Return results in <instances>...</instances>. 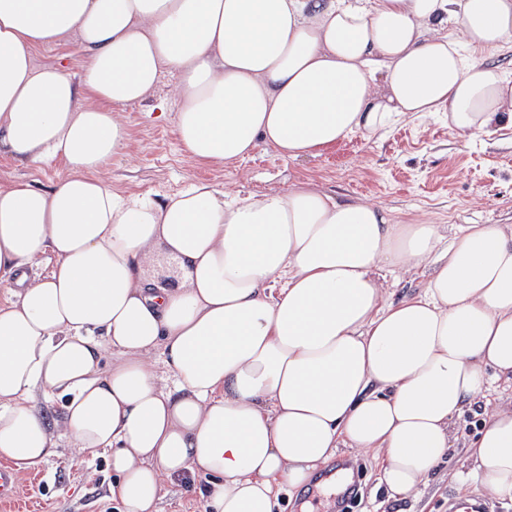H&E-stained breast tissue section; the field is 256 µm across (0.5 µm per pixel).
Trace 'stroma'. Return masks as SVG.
<instances>
[{
  "instance_id": "35a3bbf8",
  "label": "stroma",
  "mask_w": 512,
  "mask_h": 512,
  "mask_svg": "<svg viewBox=\"0 0 512 512\" xmlns=\"http://www.w3.org/2000/svg\"><path fill=\"white\" fill-rule=\"evenodd\" d=\"M175 81L174 74L164 73L151 97L124 108L129 147L102 172L113 189L161 197L202 180L247 194L301 181L342 198L379 202L399 224L430 218L450 228L512 225L511 131L465 140L449 129L442 114L404 123L381 138L354 136L317 156L284 159L261 148L232 166L203 165L185 155L176 140ZM475 422L469 413L459 420L454 454L414 500H387L377 486L372 454L343 448L326 470H349L350 490L330 485L309 502L300 492L284 494L282 512H299L304 502L311 512H448L450 501L481 494L476 484L462 485L449 477L461 467ZM111 479L106 456L78 455L63 439L56 456L18 475L16 497L0 501V512H121L108 493Z\"/></svg>"
}]
</instances>
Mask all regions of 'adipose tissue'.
<instances>
[{"mask_svg": "<svg viewBox=\"0 0 512 512\" xmlns=\"http://www.w3.org/2000/svg\"><path fill=\"white\" fill-rule=\"evenodd\" d=\"M71 40L82 81L36 65ZM511 41L512 0H0V146L66 168L48 188L0 183V460L28 470L64 437L107 455L123 512H160L183 476L204 479V512H275L282 485L352 448L399 502L469 412L455 478L512 501V407L490 398L512 383L511 224L447 237L305 183L152 200L100 176L128 147L122 109L166 71L176 138L205 165L314 156L439 112L490 138L512 129V72L479 54ZM156 256L175 283L145 275ZM418 269L417 293L390 301L382 273Z\"/></svg>", "mask_w": 512, "mask_h": 512, "instance_id": "1", "label": "adipose tissue"}]
</instances>
